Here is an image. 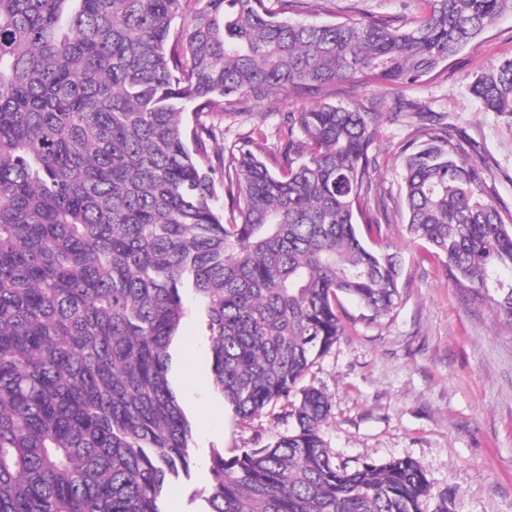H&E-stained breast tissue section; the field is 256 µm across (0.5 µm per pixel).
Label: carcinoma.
<instances>
[{"label":"carcinoma","mask_w":512,"mask_h":512,"mask_svg":"<svg viewBox=\"0 0 512 512\" xmlns=\"http://www.w3.org/2000/svg\"><path fill=\"white\" fill-rule=\"evenodd\" d=\"M303 2L0 0V512H163L189 475L169 379L188 295L225 406L286 401L292 420L211 454L205 512H422V465L336 463L329 399L300 386L345 333L340 298L370 322L402 300L401 256L366 240L392 221L371 205L382 113L320 100L288 113L274 152L247 138L218 163L207 143L251 98L430 80L512 0H423L410 22L287 16ZM469 93L511 115L512 59ZM406 108L390 119L417 122L407 238L481 299L512 267V211L484 198L473 145ZM489 302L512 327V287Z\"/></svg>","instance_id":"1"}]
</instances>
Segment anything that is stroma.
I'll return each instance as SVG.
<instances>
[{"label": "stroma", "instance_id": "obj_1", "mask_svg": "<svg viewBox=\"0 0 512 512\" xmlns=\"http://www.w3.org/2000/svg\"><path fill=\"white\" fill-rule=\"evenodd\" d=\"M420 0H318L309 18L330 22L393 14L412 20ZM512 58V14L501 17L480 41L463 50L438 78L403 88L340 85L333 103L354 101L382 113L375 176L387 206L401 201L400 141L411 128L390 121L399 102L425 103L444 115L453 133L476 143L477 162L489 174L485 197L512 211V115L485 111L469 84ZM315 95L281 94L249 102V116H229L216 145L229 149L257 133L276 142L288 113L313 106ZM384 241L403 262L402 303L375 323L342 299L346 331L308 370L302 383L322 389L331 416L322 428L337 463L356 467L409 457L425 469L432 495L422 512H437L440 494L448 512H512V329L498 325L489 308L453 287L444 257L408 241L400 224ZM171 381L191 426L196 466L169 484L164 512H205L211 493L203 462L212 452L232 457L286 432L283 406L242 419L212 388V354L196 310H189L171 347Z\"/></svg>", "mask_w": 512, "mask_h": 512}]
</instances>
